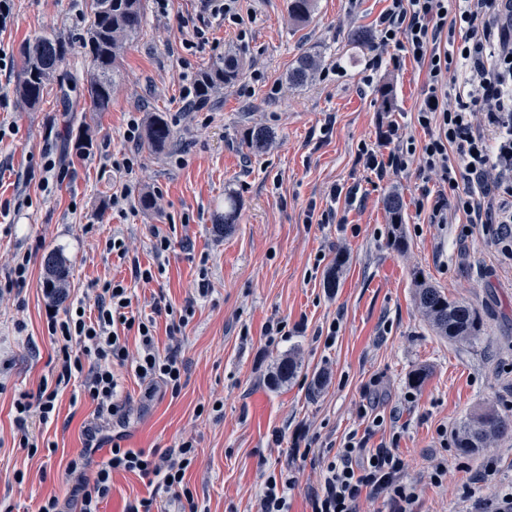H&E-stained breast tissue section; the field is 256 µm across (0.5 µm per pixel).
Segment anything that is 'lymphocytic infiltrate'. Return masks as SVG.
I'll use <instances>...</instances> for the list:
<instances>
[{
	"label": "lymphocytic infiltrate",
	"mask_w": 512,
	"mask_h": 512,
	"mask_svg": "<svg viewBox=\"0 0 512 512\" xmlns=\"http://www.w3.org/2000/svg\"><path fill=\"white\" fill-rule=\"evenodd\" d=\"M375 31L380 51L367 61V70L378 71L389 50L426 70L414 116L425 139L416 142L390 125L380 147L361 145L364 168L381 179L418 158L421 172L433 175L437 186L422 188L417 209H428L433 224L463 217L460 240L482 232L488 251L512 261V0H388ZM151 237V267L129 258L126 245L106 243L107 250L129 259L134 282L154 281L156 266L167 259L169 237L156 229ZM94 290L95 316L80 313L75 304L48 314L47 333L55 346L52 376L13 401L18 446L30 456L40 448L36 425L58 417L57 398L71 383L81 382L94 406L84 446L66 464L63 493L45 497L37 512H100L117 472L137 474L152 489L151 497L129 503L126 512H154L160 494L178 502L181 512H200L186 481L197 458L192 441L158 453L122 447L119 436L105 433L131 413L129 400L119 397L115 368L131 370L148 390L179 395L186 373L179 340L194 305L177 308L158 296L148 316L134 311V295L124 281L107 280ZM159 313L168 318L172 341L164 351L155 341ZM132 330L139 338L134 354L127 337ZM383 423V417H373L363 433H349L334 453L323 455L320 485L307 495L309 512H357L362 496L377 494L386 495L390 512H416L417 487L406 480L403 460L387 444L367 446ZM295 486L289 471L269 474L258 493L257 512H288Z\"/></svg>",
	"instance_id": "1"
}]
</instances>
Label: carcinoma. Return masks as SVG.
Segmentation results:
<instances>
[{"label": "carcinoma", "instance_id": "obj_1", "mask_svg": "<svg viewBox=\"0 0 512 512\" xmlns=\"http://www.w3.org/2000/svg\"><path fill=\"white\" fill-rule=\"evenodd\" d=\"M317 0H288V15L297 23L307 22L315 11ZM144 16L143 0H94V19L87 33L86 44L91 54V70L85 89L94 112L108 111L112 89L119 71L120 53L137 38ZM70 51V43L56 33L38 35L22 43L18 49L20 73L17 92L31 109L40 106L44 89L55 80L59 64ZM321 63L317 53L305 52L297 65L288 71L287 82L301 87L313 80ZM239 76L236 57L227 55L212 65L198 80L195 106L202 107L216 88L234 82ZM174 139V131L165 117L156 112L145 124L144 143L154 152H162ZM238 208V198L224 195V223L217 228H230ZM391 223L402 224V202L393 192L385 199ZM70 264L61 251L52 250L44 257L43 287L53 289L57 300L66 298L69 288ZM416 301L434 329L451 340L473 342L480 335V322L475 308L468 302L448 299L439 289L424 281H415ZM299 368L293 356L280 359L276 380H291ZM512 436V419L493 409H484L462 421L456 432L457 447L465 453L485 448L492 441Z\"/></svg>", "mask_w": 512, "mask_h": 512}]
</instances>
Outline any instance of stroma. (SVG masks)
Wrapping results in <instances>:
<instances>
[{
  "instance_id": "obj_1",
  "label": "stroma",
  "mask_w": 512,
  "mask_h": 512,
  "mask_svg": "<svg viewBox=\"0 0 512 512\" xmlns=\"http://www.w3.org/2000/svg\"><path fill=\"white\" fill-rule=\"evenodd\" d=\"M92 0H12L11 20L0 28V47L11 63L0 69V280L17 253L32 252L30 285L21 301L0 303V504L13 512H35L41 499L64 490L67 462L82 446L93 410L71 391L58 397L59 416L41 427L45 447L27 456L14 445L13 399L37 390L49 376L54 346L46 331L50 304L43 288L45 255L62 249L71 266L69 301L93 305L94 282L130 277L129 264L105 249L123 238L141 265L153 261L150 232L169 233L172 246L163 275L137 285L139 305L163 291L175 306L195 301L181 355L186 382L178 396L157 392L145 398L135 377L119 371L122 396L135 411L122 427V447L161 451L180 439L195 440L198 458L186 480L203 512H254L255 496L268 474L298 469L288 512H309L307 486L318 472L300 466L294 449L325 450L353 430H364V406L396 415L368 445L392 444L416 482L418 512H468L473 497H487L512 484V438L476 455L444 446L440 429L455 431L470 413L491 407L512 418V265L469 243L474 260L461 262L460 225L428 223L417 213L421 184L416 169L377 179L358 160L361 144L378 145L391 124L411 126L421 99L425 71L409 57L385 63L365 83L373 47L351 42L355 29L372 31L386 0H318L313 20L293 25L288 0H244L248 31L239 39L233 25L213 27L205 46L190 47L181 28L194 15L195 0H169L160 15L144 0L145 21L124 49L121 78L109 111H90L84 96L91 66L84 43ZM58 32L71 50L60 64L44 102L29 110L16 94L18 48L37 35ZM234 52L240 74L216 89L199 110L186 107L191 79ZM305 51L320 53L339 73L288 87L286 74ZM390 87L391 110L380 90ZM163 113L175 138L164 152L125 140L130 116ZM96 132L85 156L65 152L81 128ZM271 132L261 151L249 145L257 129ZM51 153L56 169L41 172ZM132 153V174L113 173L109 154ZM131 195L124 209L110 198L122 186ZM358 187L357 201L333 199V188ZM402 196L405 248L392 246L391 219L384 201ZM241 202L231 228L216 226L224 196ZM153 205H140L143 195ZM334 209L327 224L308 222L309 211ZM339 267L336 289L325 288L331 267ZM423 278L449 298L471 303L482 319L477 341L455 343L437 336L415 303V280ZM207 281L209 294L196 288ZM24 331H17V321ZM286 324L287 338L267 344L268 321ZM339 329L333 345L322 330ZM295 355L300 369L286 384L273 386L277 362ZM428 377L411 382L414 370ZM224 404L221 418L198 413L199 404ZM448 457L442 487L427 473L434 453ZM497 469L473 483L487 461ZM24 472L15 484V472ZM145 479L120 472L101 512H125L147 496Z\"/></svg>"
}]
</instances>
